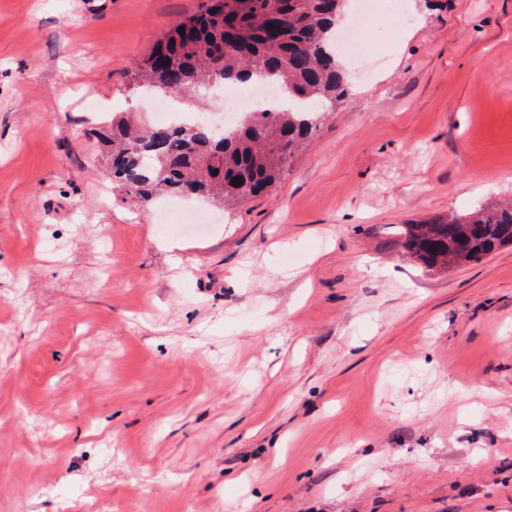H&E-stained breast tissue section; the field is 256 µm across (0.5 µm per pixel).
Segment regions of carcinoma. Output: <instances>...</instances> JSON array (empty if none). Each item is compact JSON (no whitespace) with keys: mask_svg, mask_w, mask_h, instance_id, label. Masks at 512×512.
I'll return each mask as SVG.
<instances>
[{"mask_svg":"<svg viewBox=\"0 0 512 512\" xmlns=\"http://www.w3.org/2000/svg\"><path fill=\"white\" fill-rule=\"evenodd\" d=\"M346 2L204 0L134 64V85L201 106L212 87L248 83L255 75L288 92V104L252 113L221 139L201 121L142 130L114 121L105 140V175L143 205L173 194L230 208L268 192L315 140L320 113L348 94L335 46ZM237 177L241 185L234 186ZM396 235L392 245L428 270L448 266L453 253L465 264L477 262L512 245V201L403 224Z\"/></svg>","mask_w":512,"mask_h":512,"instance_id":"carcinoma-1","label":"carcinoma"}]
</instances>
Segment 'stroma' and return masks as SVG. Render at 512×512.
<instances>
[{"label":"stroma","instance_id":"1","mask_svg":"<svg viewBox=\"0 0 512 512\" xmlns=\"http://www.w3.org/2000/svg\"><path fill=\"white\" fill-rule=\"evenodd\" d=\"M200 3L0 0V512H512V247L392 246L512 197V0H408L270 195L142 207L104 120Z\"/></svg>","mask_w":512,"mask_h":512}]
</instances>
